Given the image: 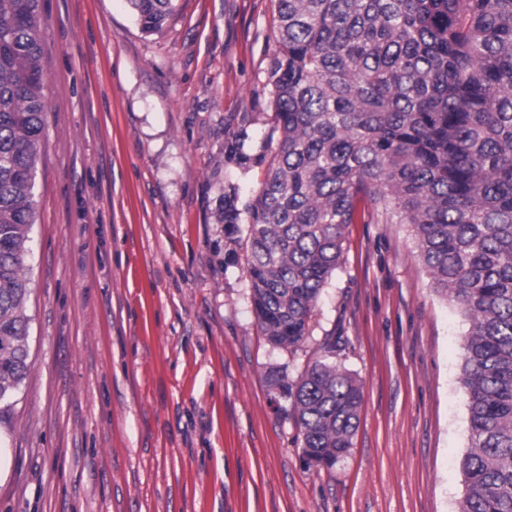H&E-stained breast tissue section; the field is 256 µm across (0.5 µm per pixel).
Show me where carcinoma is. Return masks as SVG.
Here are the masks:
<instances>
[{
  "label": "carcinoma",
  "mask_w": 512,
  "mask_h": 512,
  "mask_svg": "<svg viewBox=\"0 0 512 512\" xmlns=\"http://www.w3.org/2000/svg\"><path fill=\"white\" fill-rule=\"evenodd\" d=\"M160 31L172 0H127ZM267 69L279 133L248 208L246 268L270 344L310 332L343 263L359 205L367 223L412 227L438 292L469 321L462 384L469 447L459 512H512V0H277ZM41 0H0V404L30 370L29 281L46 124ZM245 137L224 144L242 163ZM241 221L224 191V231ZM323 355L275 381L302 454L334 467L349 452L362 388Z\"/></svg>",
  "instance_id": "1"
}]
</instances>
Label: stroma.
I'll list each match as a JSON object with an SVG mask.
<instances>
[{"mask_svg": "<svg viewBox=\"0 0 512 512\" xmlns=\"http://www.w3.org/2000/svg\"><path fill=\"white\" fill-rule=\"evenodd\" d=\"M42 0L31 370L0 413V512H458L469 323L407 224L349 225L310 334L275 349L253 312L247 227L278 132L277 0ZM246 134L247 160H224ZM340 338L363 390L348 455L308 467L271 374ZM142 31H160L172 12V0H127ZM235 188L224 190V231L230 236L236 231V224H240L241 210L238 208Z\"/></svg>", "mask_w": 512, "mask_h": 512, "instance_id": "stroma-1", "label": "stroma"}]
</instances>
